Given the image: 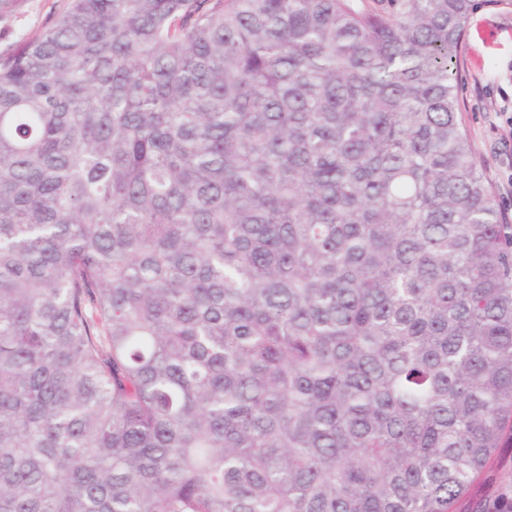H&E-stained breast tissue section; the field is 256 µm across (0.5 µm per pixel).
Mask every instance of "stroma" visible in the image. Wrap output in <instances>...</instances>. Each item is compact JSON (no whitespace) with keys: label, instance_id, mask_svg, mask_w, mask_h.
<instances>
[{"label":"stroma","instance_id":"35a3bbf8","mask_svg":"<svg viewBox=\"0 0 512 512\" xmlns=\"http://www.w3.org/2000/svg\"><path fill=\"white\" fill-rule=\"evenodd\" d=\"M68 4L69 0H13L0 12V52L38 37ZM457 62L462 122L500 202L502 221L512 224V4L474 0ZM511 496L512 448H508L458 510L471 512L479 501L490 508Z\"/></svg>","mask_w":512,"mask_h":512}]
</instances>
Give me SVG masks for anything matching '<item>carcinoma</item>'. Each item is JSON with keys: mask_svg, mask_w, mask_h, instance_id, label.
<instances>
[{"mask_svg": "<svg viewBox=\"0 0 512 512\" xmlns=\"http://www.w3.org/2000/svg\"><path fill=\"white\" fill-rule=\"evenodd\" d=\"M473 0H70L0 54V512H457L512 444Z\"/></svg>", "mask_w": 512, "mask_h": 512, "instance_id": "cac0c4a2", "label": "carcinoma"}]
</instances>
